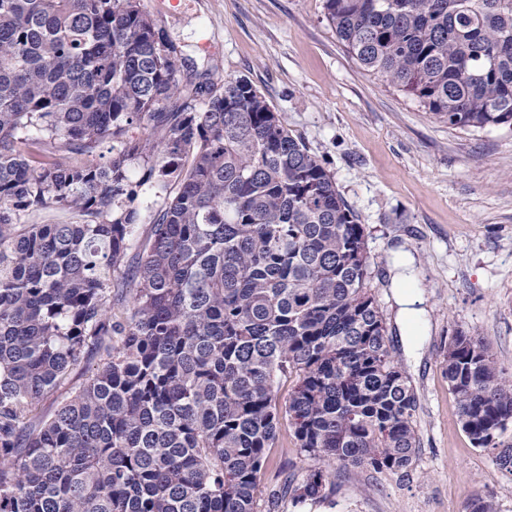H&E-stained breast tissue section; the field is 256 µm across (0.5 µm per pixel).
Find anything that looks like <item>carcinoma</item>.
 I'll return each mask as SVG.
<instances>
[{
  "label": "carcinoma",
  "mask_w": 512,
  "mask_h": 512,
  "mask_svg": "<svg viewBox=\"0 0 512 512\" xmlns=\"http://www.w3.org/2000/svg\"><path fill=\"white\" fill-rule=\"evenodd\" d=\"M324 9L354 64L433 117L512 127V0ZM215 70L139 0H0V512H257L284 425L314 462L296 504L327 497L337 462L414 463L416 395L358 213ZM444 374L473 446L512 473V372L457 331Z\"/></svg>",
  "instance_id": "1"
}]
</instances>
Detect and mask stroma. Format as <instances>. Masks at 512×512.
I'll return each instance as SVG.
<instances>
[{
	"label": "stroma",
	"instance_id": "stroma-1",
	"mask_svg": "<svg viewBox=\"0 0 512 512\" xmlns=\"http://www.w3.org/2000/svg\"><path fill=\"white\" fill-rule=\"evenodd\" d=\"M216 78H244L316 153L365 228L371 287L416 395L419 437L408 472L332 465L326 499L303 507L286 485L310 467L289 431L269 453L257 512H467L492 496L512 512V474L474 448L443 371L448 339L484 337L512 370V129L448 127L381 77L359 69L324 0H140ZM421 301L407 321L396 257Z\"/></svg>",
	"mask_w": 512,
	"mask_h": 512
}]
</instances>
